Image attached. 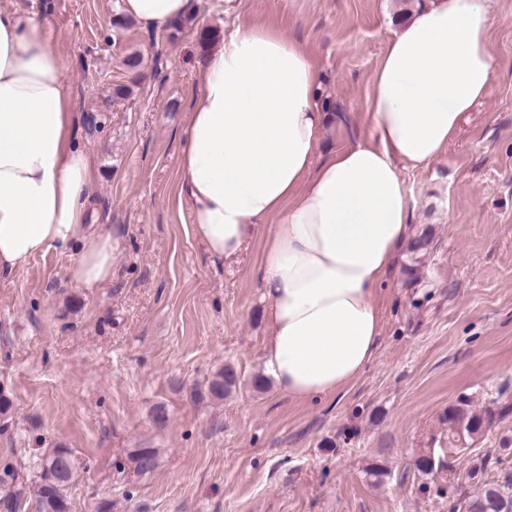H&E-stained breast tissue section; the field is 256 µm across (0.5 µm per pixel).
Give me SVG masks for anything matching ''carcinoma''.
<instances>
[{"instance_id": "obj_1", "label": "carcinoma", "mask_w": 512, "mask_h": 512, "mask_svg": "<svg viewBox=\"0 0 512 512\" xmlns=\"http://www.w3.org/2000/svg\"><path fill=\"white\" fill-rule=\"evenodd\" d=\"M429 245L430 237L426 230L412 240V265L407 267V273L412 274L418 270V254ZM236 383V373L226 368L211 382L210 392L222 398ZM468 406L469 400L461 398L457 404L448 408V432L460 440L473 438L484 429V416L469 410ZM130 459L140 473H150L158 466V454L153 448H137L131 453ZM39 466L38 481L32 490L25 475L12 463L6 461L0 464V485L9 488V495L4 500L6 512H12L14 506L31 491L35 495V512H70L66 488L77 469L71 450L61 446L47 448ZM485 473L484 462L470 473L469 479L475 481L477 491L474 494L463 493L452 512H512V472H500L493 480L483 479Z\"/></svg>"}]
</instances>
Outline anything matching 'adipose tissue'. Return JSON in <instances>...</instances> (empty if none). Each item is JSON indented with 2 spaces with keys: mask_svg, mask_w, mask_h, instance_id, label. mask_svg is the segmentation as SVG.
<instances>
[{
  "mask_svg": "<svg viewBox=\"0 0 512 512\" xmlns=\"http://www.w3.org/2000/svg\"><path fill=\"white\" fill-rule=\"evenodd\" d=\"M493 0H432L389 40L372 74L369 132L317 156L332 116L305 44L237 25L200 62L177 193L215 261L235 263L264 230L265 365L293 401L336 396L371 363L378 298L411 231L404 174L440 161L486 96ZM188 0H121L120 14L164 29ZM65 61L29 11L0 7V273L77 249L80 288L109 283L121 240L87 231L95 169L77 147Z\"/></svg>",
  "mask_w": 512,
  "mask_h": 512,
  "instance_id": "adipose-tissue-1",
  "label": "adipose tissue"
}]
</instances>
